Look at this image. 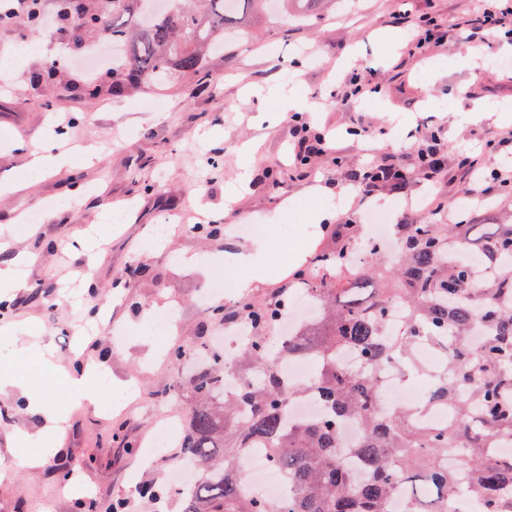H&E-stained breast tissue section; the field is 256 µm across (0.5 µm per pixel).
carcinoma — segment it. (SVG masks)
Here are the masks:
<instances>
[{"label": "carcinoma", "instance_id": "1", "mask_svg": "<svg viewBox=\"0 0 512 512\" xmlns=\"http://www.w3.org/2000/svg\"><path fill=\"white\" fill-rule=\"evenodd\" d=\"M55 38L70 51L110 40L120 52L103 79L112 94L151 88L158 81L208 79L206 51L253 7L267 0H170L156 12L152 0H53ZM47 0H27L23 13L0 0V33L44 26ZM65 72L56 56L45 58L35 80ZM336 249L315 254L292 274L293 286L321 305L303 330L285 340L264 336L280 320L277 299L239 302L224 313L250 327L249 342L235 359L220 350L191 379L194 405L187 417L179 458L197 468L183 512H390L388 503L410 490L401 512H448L458 486L480 512H512V457L494 449L512 439V223L406 224L395 261L368 243L372 266L351 255L360 248L355 225L339 224ZM372 276L395 287L363 296ZM341 282L328 292L327 278ZM407 311L403 334L387 325L395 307ZM431 344L442 369L427 387V406L446 413L430 423L416 407H386L380 399L386 363L412 364L415 347ZM354 351L360 369L346 367ZM310 357L313 386L329 413L317 420L288 416L291 397L306 391L285 386L274 359ZM236 375L242 387L224 394ZM354 423L361 433L345 446L339 428ZM263 449L288 482V499L253 497L241 464L249 449ZM363 463L364 477L347 457ZM454 456L459 471L445 462Z\"/></svg>", "mask_w": 512, "mask_h": 512}]
</instances>
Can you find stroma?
Instances as JSON below:
<instances>
[{"label": "stroma", "mask_w": 512, "mask_h": 512, "mask_svg": "<svg viewBox=\"0 0 512 512\" xmlns=\"http://www.w3.org/2000/svg\"><path fill=\"white\" fill-rule=\"evenodd\" d=\"M427 14L447 32L439 43L410 52L411 29L395 24L400 5ZM486 0H325L318 11L256 14L229 28L224 48L207 57L209 79L184 78L121 96H81L63 81L32 85L41 54L0 72V182L22 187L0 195L5 255L36 254L9 289L13 309L0 335V371L24 374L61 408L67 425L53 429L20 402L0 396V512H77V501L108 512H180L165 481V460L147 442L162 424L187 418L190 376L205 360L223 323L210 297L223 277L234 298L263 300L288 284L289 272L311 255L335 248L334 227L356 209L380 204L401 216L405 193L440 198L442 221L495 224L512 214L497 197L465 204L464 151L512 137V38L504 33L474 46L462 22ZM400 40L388 48L380 34ZM374 73L377 88L360 97L344 84ZM297 88L307 101L299 121H259V98ZM507 108L499 124L460 111V104ZM330 135L323 152L299 160L301 125ZM54 138L68 161L43 172L23 166L26 152ZM439 141L440 171L425 180L418 154ZM409 172L406 191L379 187L362 198L355 179L369 166ZM275 168L281 193L267 185ZM239 189L237 207L224 196ZM299 199L295 212L281 197ZM206 205L220 234L193 230ZM322 211L323 224L307 215ZM39 214L24 235L11 236L16 215ZM169 234L156 236L162 219ZM263 224L269 275L241 288L246 271L215 262L224 249L252 242L244 227ZM95 233L86 256L75 243ZM171 314L165 338L145 334L149 314ZM185 352L174 359V348ZM96 358L99 376L85 382L95 404L79 401L62 374ZM111 411H104V403ZM163 487L161 504L140 493Z\"/></svg>", "instance_id": "stroma-1"}]
</instances>
